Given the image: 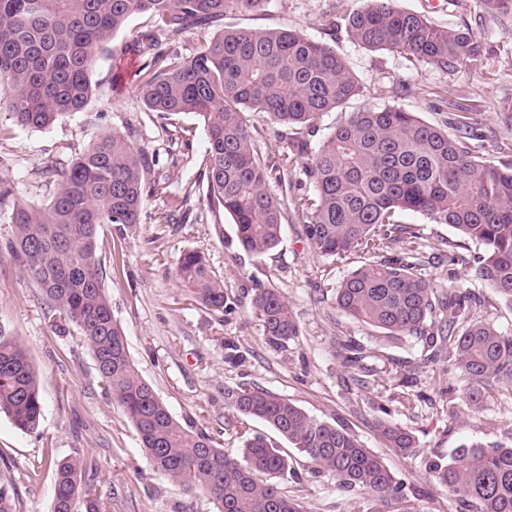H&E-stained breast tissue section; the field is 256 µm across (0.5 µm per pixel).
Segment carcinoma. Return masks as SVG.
<instances>
[{
  "label": "carcinoma",
  "instance_id": "1",
  "mask_svg": "<svg viewBox=\"0 0 512 512\" xmlns=\"http://www.w3.org/2000/svg\"><path fill=\"white\" fill-rule=\"evenodd\" d=\"M267 0H0V99L20 127L43 129L83 111L99 54L134 15L156 23L160 37L148 45L138 74L148 110L188 113L208 139L206 199L229 214L244 250L277 246L290 205L306 214L304 235L313 250L336 261L364 253L372 260L336 289L337 307L383 334L412 338L430 351L426 361L452 362L469 385L465 406L479 409L494 394L512 393V336L476 317L479 296L443 288L421 273L426 256L420 233L403 224V212L447 224L477 243L474 276L512 307V167L479 157L471 117L450 130L426 123L398 105L364 107L336 124L317 146L299 138L291 152L306 160L313 195L295 198L266 190V173L244 111L267 113L286 128L315 131L327 112L362 95L347 63L329 45L295 30L224 28L189 55L168 41L224 21L233 10H258ZM344 18L351 39L410 62L446 71L476 55L468 27H438L403 9L399 0H370ZM490 17L512 15V0H478ZM154 156L125 135L100 138L72 160L56 194L44 207L11 206L15 227L9 251L21 274L42 291L50 311L79 328L103 385L138 433L154 469L188 493L214 500L218 512H304L273 482L293 460L266 437L246 436L230 458L212 439L177 422L131 359L127 337L105 295L97 249L105 224H136ZM401 243L396 254L388 244ZM176 277L204 307L222 311L224 284L194 251L184 252ZM252 307L268 343L285 346L298 336L288 302L276 288H259ZM239 414L272 428L317 472L326 471L346 492L364 491L387 505L405 499L404 482L346 428L310 416L286 398L260 387L227 391ZM42 375L17 340L0 335V415L24 432L39 427ZM386 442L416 452L413 432L382 423ZM427 473L459 497L465 512H512V447L462 445L450 461L430 460ZM98 471L94 459L56 463L53 512H109L108 502L87 496L83 476Z\"/></svg>",
  "mask_w": 512,
  "mask_h": 512
}]
</instances>
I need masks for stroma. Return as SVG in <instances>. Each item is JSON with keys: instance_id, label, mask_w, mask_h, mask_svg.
<instances>
[{"instance_id": "35a3bbf8", "label": "stroma", "mask_w": 512, "mask_h": 512, "mask_svg": "<svg viewBox=\"0 0 512 512\" xmlns=\"http://www.w3.org/2000/svg\"><path fill=\"white\" fill-rule=\"evenodd\" d=\"M369 0H268L262 10L239 9L224 24L237 28H292L330 45L346 61L363 94L344 110L324 114L314 136L324 140L336 122L365 106L399 105L422 121L445 127L470 112L481 136V157L512 163V132L496 120L500 100L512 97V16L491 18L477 0H400L433 24L468 26L479 57L448 71L414 65L389 51L366 48L344 27H328L366 8ZM151 27L132 16L111 49L93 68L92 93L83 111L44 129L14 126L0 112V178L13 198L45 205L57 178L44 170L65 171L100 137L119 132L156 157L148 181L157 185L135 224H108L98 238L105 294L123 327L139 375L149 383L179 423L207 432L226 455L237 456L243 432L267 433L265 424L228 407L225 393L259 386L287 398L309 415L344 426L412 487L404 500L381 506L364 492H345L328 473H313L298 458L295 475L281 486L297 496L306 512H463L457 496L433 484L427 461L450 458L464 444L512 446V395L500 394L477 412L463 403L465 383L449 364H425L421 343H387L377 329L336 307V290L360 266L364 255L343 262L317 254L303 233L301 212L289 210L278 246L254 254L240 246L231 217L212 211L206 199L204 164L207 137L192 114L164 116L149 111L137 92L135 74L147 58ZM250 131L267 169L266 188L280 196L281 181L300 194L312 193L300 157L289 144L294 129L267 114L248 112ZM184 206L181 224L162 220ZM15 229L0 209V333L20 341L43 374V415L36 431L25 433L0 416V481L12 484L16 512H51L54 471L47 456L76 454L98 461V474L86 477L90 497L108 500L111 512H216L212 499L190 494L144 457L139 437L98 375L78 327L50 313L40 289L25 279L6 245ZM203 255L224 283L227 307L213 312L193 300L174 277L183 252ZM424 274L439 284L483 294V321L512 335V308L482 288L470 268L449 277L447 264H428ZM274 287L287 299L299 328L295 341L270 345L250 299L256 289ZM362 345L374 379L358 387L344 365L340 342ZM425 365L417 383L399 380ZM386 421L413 430L418 451L407 455L389 447L377 424Z\"/></svg>"}]
</instances>
